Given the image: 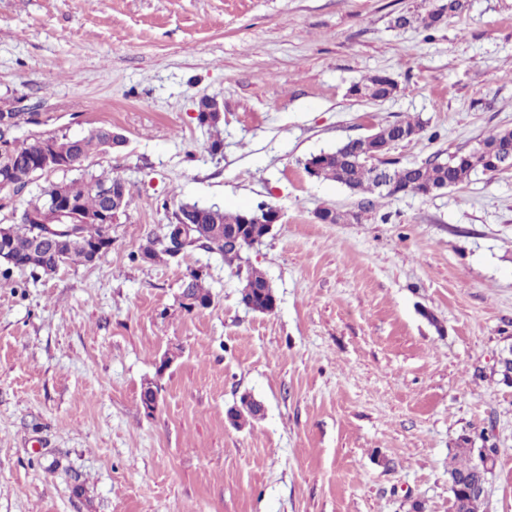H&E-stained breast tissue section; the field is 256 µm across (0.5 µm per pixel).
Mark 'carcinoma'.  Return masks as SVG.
Wrapping results in <instances>:
<instances>
[{
  "instance_id": "1",
  "label": "carcinoma",
  "mask_w": 512,
  "mask_h": 512,
  "mask_svg": "<svg viewBox=\"0 0 512 512\" xmlns=\"http://www.w3.org/2000/svg\"><path fill=\"white\" fill-rule=\"evenodd\" d=\"M463 8V0H439L424 14L416 17L398 16L396 24L405 27L415 23L425 30L437 29ZM396 89L397 83L391 76L378 74L364 83L351 85L348 93L355 98L378 101L391 97ZM405 131L417 136L423 131V123L419 120L400 121L376 129L372 132L376 158L372 160H365L359 153L357 141L350 139L334 151L306 158L304 170L318 179L340 183L356 192H376L382 197L404 190L427 196L441 188L455 187L478 172L492 175L501 173L512 163V130L504 129L467 151L452 153L445 161L434 159L397 167L388 154L400 144L401 134ZM0 136L5 138V148L0 152V171L9 173L10 187L16 192L24 190L38 174L31 162L42 155L46 141L58 160L72 163L78 172V176L66 181L65 187L82 212H97L103 206L102 193L123 182L119 177L95 176L83 169L89 157L112 149L110 127L98 128L82 138L74 139L65 135H46L20 140L10 132ZM58 188L59 184L55 182L42 187L28 201L20 221L6 227L15 263L4 267V277H9L16 270H28L32 275H39L49 267H63L68 263L84 265L89 262L84 247L112 238V225L89 223L81 228L82 247L64 238L54 242L41 240L39 224L47 220V200ZM178 208L183 212L185 223L198 225L195 234L198 241L188 244V247L200 246L224 258L225 264L236 268V274L242 281L241 302L254 312H269L273 297L267 288L268 279L264 272L244 258L245 251L251 248L253 242H261L265 238V225L244 223L247 215L245 210L232 213L218 206H203L196 202H181ZM232 226L242 231L244 245L234 247L225 244L224 229ZM171 259L173 254L162 233L148 235L138 250L130 254L133 262L166 263ZM185 290L195 298L196 307L211 305V294L197 271L188 272ZM474 454L475 450L471 448H458L453 455L454 464L448 469L453 512H479L482 499L474 495L472 489L487 485L492 470L480 467L475 462Z\"/></svg>"
}]
</instances>
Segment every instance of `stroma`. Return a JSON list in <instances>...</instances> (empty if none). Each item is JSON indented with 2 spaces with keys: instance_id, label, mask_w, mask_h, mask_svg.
<instances>
[{
  "instance_id": "obj_1",
  "label": "stroma",
  "mask_w": 512,
  "mask_h": 512,
  "mask_svg": "<svg viewBox=\"0 0 512 512\" xmlns=\"http://www.w3.org/2000/svg\"><path fill=\"white\" fill-rule=\"evenodd\" d=\"M433 2L0 0V101L41 117L18 136L112 128L124 145L85 168L132 195L95 264L0 278V512H450L461 446L498 448L482 512H512V171L354 222L362 194L303 168L410 117L404 165L512 128V0L394 27ZM383 73L394 96H348ZM182 201L280 209L247 252L274 312L247 309L204 248L130 261ZM192 269L212 303L189 311ZM245 394L263 412L237 427Z\"/></svg>"
}]
</instances>
